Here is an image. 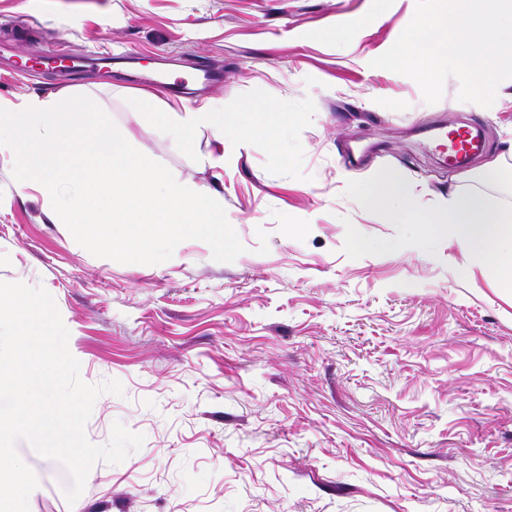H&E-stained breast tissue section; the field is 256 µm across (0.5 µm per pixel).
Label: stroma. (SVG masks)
I'll list each match as a JSON object with an SVG mask.
<instances>
[{
    "label": "stroma",
    "instance_id": "stroma-1",
    "mask_svg": "<svg viewBox=\"0 0 512 512\" xmlns=\"http://www.w3.org/2000/svg\"><path fill=\"white\" fill-rule=\"evenodd\" d=\"M416 0H0V41L20 57L66 42L132 57L143 75L203 61L220 82L160 107L249 103L280 114L263 136L173 147L134 107L139 85L90 64L56 88L0 67V103L92 92L134 147L224 199L246 248L218 262L200 240L169 263L97 257L51 204L13 177L0 146V281L53 296L80 376L122 382L86 425L144 434L120 464L96 463L75 503L70 475L27 441L29 512H512V293L458 246L350 258L346 228L397 229L345 194L397 170L420 205L449 190L512 202V78L485 107L448 78L426 103L408 76L372 67ZM476 126L482 151L457 168L432 136ZM224 150L220 168L198 156ZM497 160L489 179L485 164Z\"/></svg>",
    "mask_w": 512,
    "mask_h": 512
}]
</instances>
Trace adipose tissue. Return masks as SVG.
I'll return each instance as SVG.
<instances>
[{"mask_svg": "<svg viewBox=\"0 0 512 512\" xmlns=\"http://www.w3.org/2000/svg\"><path fill=\"white\" fill-rule=\"evenodd\" d=\"M136 99L142 120L181 150L192 148L197 135L205 130L211 131L216 140L230 135L241 143L250 135L272 131L262 107L253 104L244 107L239 118L229 119L224 114L223 104L217 102L199 108L160 110L153 92L138 91Z\"/></svg>", "mask_w": 512, "mask_h": 512, "instance_id": "adipose-tissue-1", "label": "adipose tissue"}]
</instances>
